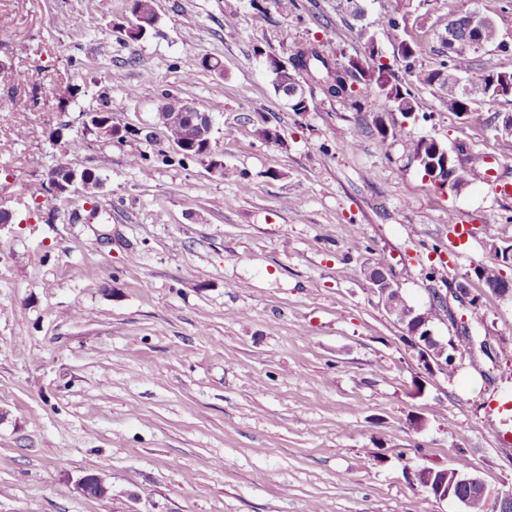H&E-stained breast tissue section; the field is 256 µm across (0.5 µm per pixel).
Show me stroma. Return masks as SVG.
<instances>
[{"label": "stroma", "mask_w": 512, "mask_h": 512, "mask_svg": "<svg viewBox=\"0 0 512 512\" xmlns=\"http://www.w3.org/2000/svg\"><path fill=\"white\" fill-rule=\"evenodd\" d=\"M155 6L133 40L129 0H0V512H459L425 496L426 467L512 487V298L475 274L512 247V100L474 124L449 111L445 81L416 77L473 10L499 30L474 75L512 71V0ZM391 17L407 20L414 70ZM310 45V109L295 112L261 61ZM352 58L390 65L414 116L373 91L362 110L331 95L323 73ZM171 97L211 116L223 172L165 140ZM106 104L125 138L90 131ZM398 121L479 156L458 193L376 128ZM75 158L98 185L54 197L52 171ZM380 262L409 305L446 296L455 320L435 334L473 339L454 375L425 370L380 304ZM460 282L481 319L451 295ZM91 473L108 497L74 492Z\"/></svg>", "instance_id": "obj_1"}]
</instances>
